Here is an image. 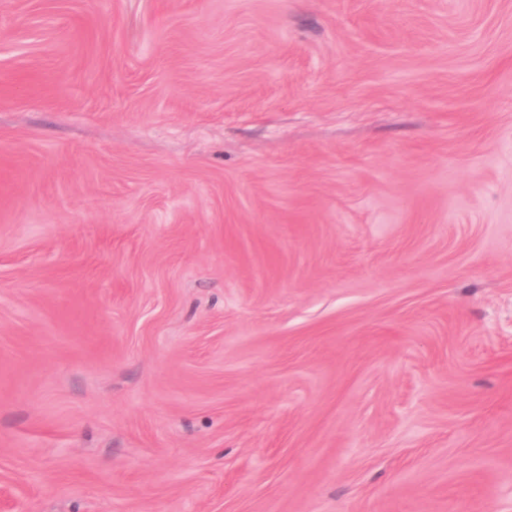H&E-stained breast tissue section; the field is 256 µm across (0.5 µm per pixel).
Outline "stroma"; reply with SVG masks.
I'll use <instances>...</instances> for the list:
<instances>
[{
    "label": "stroma",
    "instance_id": "obj_1",
    "mask_svg": "<svg viewBox=\"0 0 512 512\" xmlns=\"http://www.w3.org/2000/svg\"><path fill=\"white\" fill-rule=\"evenodd\" d=\"M0 512H512V0H0Z\"/></svg>",
    "mask_w": 512,
    "mask_h": 512
}]
</instances>
